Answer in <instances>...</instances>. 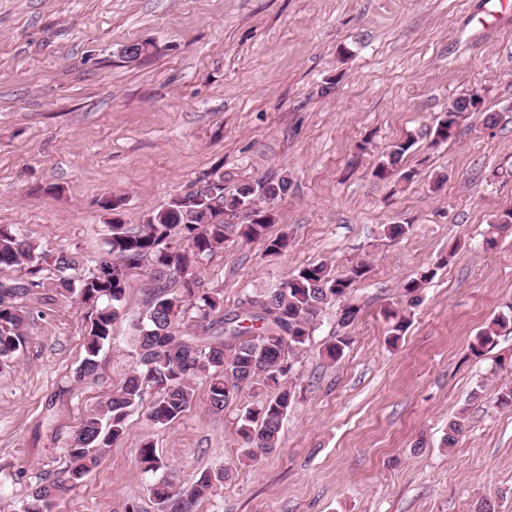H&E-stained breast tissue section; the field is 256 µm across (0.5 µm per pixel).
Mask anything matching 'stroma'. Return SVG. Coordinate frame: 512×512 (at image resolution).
<instances>
[{
    "label": "stroma",
    "mask_w": 512,
    "mask_h": 512,
    "mask_svg": "<svg viewBox=\"0 0 512 512\" xmlns=\"http://www.w3.org/2000/svg\"><path fill=\"white\" fill-rule=\"evenodd\" d=\"M132 42L151 56L128 60ZM471 89L483 113L433 145ZM406 138L413 180L375 177ZM217 174L229 190L292 182L270 229L290 235L288 252L232 238L196 268L224 313L300 267L364 261L361 312L346 327L335 307L321 313L272 452L244 456L258 388L214 413L201 386L173 425L133 411L52 512H157L137 462L147 437L176 484L227 469L198 512H477L485 499L512 512V407L492 400L512 388V333L470 349L512 306V234L485 242L512 206V0H0V225L83 259L110 235L103 196L122 197L134 228ZM387 224L409 231L391 240ZM432 267L409 304L404 283ZM151 278L148 262L129 274L125 316L85 379L83 307L48 288L18 300L26 345L0 367V512L60 476L84 414L135 367L129 326ZM390 309L407 318L393 344ZM337 333L352 342L330 366L319 350ZM461 411L468 428L444 448Z\"/></svg>",
    "instance_id": "1"
}]
</instances>
